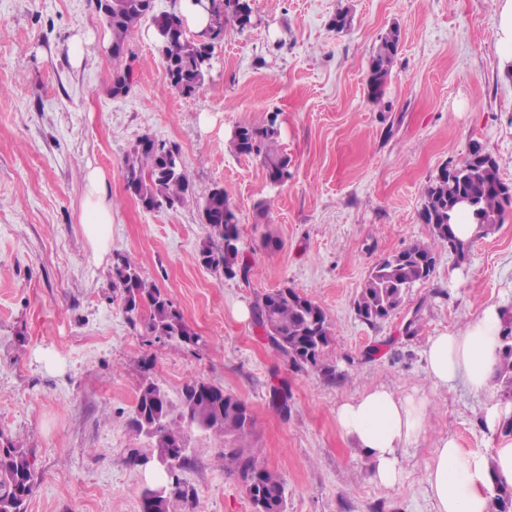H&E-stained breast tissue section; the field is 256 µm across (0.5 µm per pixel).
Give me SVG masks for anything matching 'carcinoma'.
Listing matches in <instances>:
<instances>
[{
	"label": "carcinoma",
	"mask_w": 512,
	"mask_h": 512,
	"mask_svg": "<svg viewBox=\"0 0 512 512\" xmlns=\"http://www.w3.org/2000/svg\"><path fill=\"white\" fill-rule=\"evenodd\" d=\"M217 20L196 34L187 35L183 18L173 12L151 15L153 0H96L112 36L113 76L129 86L133 70L123 65L129 37L148 15L162 55L167 84L186 95L198 91L212 69V44L231 24L240 31L255 24L250 0H221ZM401 40L400 28H389L378 39L368 61L366 85L370 99L383 103L385 88L396 61ZM277 116L263 125L237 126L230 140L234 151L261 160L270 183L276 185L288 177V156L278 147ZM180 154L176 144L157 142L141 136L124 159L125 189L143 209L152 211L164 205L172 207L187 201L190 183L185 164L177 165L172 155ZM463 172H448L443 166L429 182L419 213L430 229V241L415 242L378 261L369 271L361 288L356 313L374 324L389 317L404 302L410 288L426 282L434 272L435 252L446 248L458 259L466 258L471 242L459 239L453 229V217L459 206L456 196H470L473 223L494 228L503 223L512 193H505L506 182L499 164L481 145L471 147L463 161ZM202 223L208 225V242L199 250L200 263L220 276L247 275L248 266L240 260V230L235 209L221 187L212 188L201 205ZM113 276L120 289L124 312L136 323L142 307L149 314L145 328L153 336L178 338L197 345L201 340L186 323L183 314L159 289L146 284L136 264L126 255H116ZM256 324L266 333L272 347L298 369L317 370L326 376L335 374L323 363L325 349L332 342L330 317L318 303L292 288H280L263 294L254 310ZM497 379L512 391V322L504 323ZM254 426L246 404L224 388L204 380L183 385L179 408H174L166 391L153 380L144 379L137 390L131 428L146 437L149 448L129 458L136 466L150 467L164 476L160 484L147 487L141 494L140 512H176L175 503L195 498L194 489L182 482L178 471L189 460L187 433L196 429L214 435L244 437ZM225 469L238 473L253 509L260 512H284L285 486L280 475L261 464L248 448L224 449ZM37 484L35 455L16 446L0 434V512H27V503ZM496 512H512V488L502 487L493 498Z\"/></svg>",
	"instance_id": "1"
}]
</instances>
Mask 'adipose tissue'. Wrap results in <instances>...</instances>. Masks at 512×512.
<instances>
[{
	"mask_svg": "<svg viewBox=\"0 0 512 512\" xmlns=\"http://www.w3.org/2000/svg\"><path fill=\"white\" fill-rule=\"evenodd\" d=\"M86 183L81 221L93 248L101 252L112 224V200L103 173L88 171ZM503 320L502 305L491 303L465 328L431 337L424 361L433 384L451 387L461 382L474 394L489 393ZM426 417L424 398L401 396L383 385L348 399L336 411L341 430L370 455L373 481L384 487L401 481L399 451L422 433ZM427 483L436 512H489L496 486H512V439L500 441L487 456L461 448L454 437L440 438Z\"/></svg>",
	"mask_w": 512,
	"mask_h": 512,
	"instance_id": "ef3b65f1",
	"label": "adipose tissue"
}]
</instances>
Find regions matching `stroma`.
Here are the masks:
<instances>
[{
	"label": "stroma",
	"mask_w": 512,
	"mask_h": 512,
	"mask_svg": "<svg viewBox=\"0 0 512 512\" xmlns=\"http://www.w3.org/2000/svg\"><path fill=\"white\" fill-rule=\"evenodd\" d=\"M255 27L226 26L205 84L169 89L151 21L130 36L129 92L113 96L111 34L95 0H0V433L33 450L41 480L27 512H140L146 449L129 419L143 378L178 398L192 378L224 387L254 417L250 436H188L183 482L197 501L181 512H253L228 448L252 449L285 485L286 512H434L426 483L433 444L454 436L485 453L487 400L463 384L433 385L422 353L430 337L462 327L486 304L512 317V208L465 260L436 255L427 282L388 318L368 324L355 301L371 267L429 241L424 191L473 144L512 185V73L495 44V0H252ZM353 23L330 26L340 10ZM402 32L385 106L366 69L379 36ZM80 41L81 64L69 46ZM277 115L287 179L270 184L259 159L230 146L236 126ZM177 144L192 192L143 210L125 191L123 161L142 135ZM104 173L112 226L95 255L81 222L86 174ZM222 186L239 219L247 278L199 265L200 204ZM164 293L202 336L194 346L133 327L113 286L116 254ZM290 287L324 307L335 378L276 352L253 317L264 293ZM417 332H405L407 322ZM384 385L428 403L419 439L401 449L403 479L370 480L371 461L343 434L336 410ZM288 395L287 410L270 403Z\"/></svg>",
	"instance_id": "35a3bbf8"
}]
</instances>
